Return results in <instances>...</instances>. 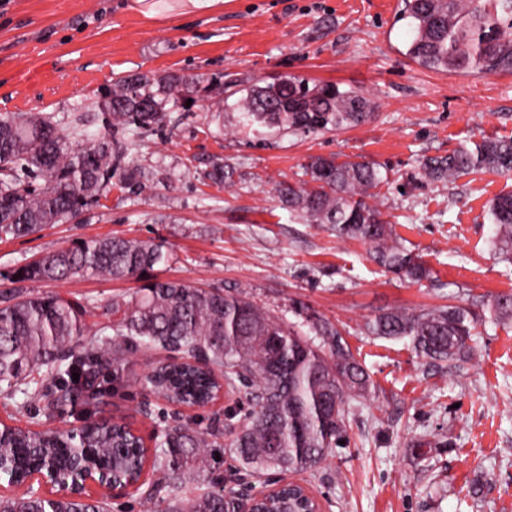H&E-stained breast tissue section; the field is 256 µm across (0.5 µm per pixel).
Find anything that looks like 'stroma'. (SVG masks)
<instances>
[{"label":"stroma","mask_w":512,"mask_h":512,"mask_svg":"<svg viewBox=\"0 0 512 512\" xmlns=\"http://www.w3.org/2000/svg\"><path fill=\"white\" fill-rule=\"evenodd\" d=\"M402 0H227L223 11L149 20L125 0H0V113L47 112L61 124L96 106L129 74L199 75L210 89L190 109L136 140L152 191L112 189L79 224H53L0 239V298L9 274L38 257L114 235L150 240L169 253L156 274L205 288L245 290L259 305L288 312L298 301L337 324L369 373L367 400L347 416V447L315 471L291 475L323 512H512V321L480 318L470 359L453 370L430 364L409 339L365 335L364 323L391 310L468 305L512 293V264L493 253L488 205L512 190V176L463 175L446 183L420 176L424 157L482 137H512V74L467 76L422 67L406 50ZM284 76L363 90L374 117L304 136L276 128L234 130L236 113L216 112L213 94ZM364 158L386 183L375 201L403 244L422 255L429 280L412 284L369 260L367 245L294 219L274 192L303 178L317 156ZM235 169L232 184L205 174ZM131 279L76 275L29 284L85 306L95 331L111 323L114 298ZM163 349L126 354L97 416L127 423L153 445L163 415L195 429L223 426L239 397L185 408L146 390L141 379ZM0 421L42 431V405L0 391Z\"/></svg>","instance_id":"obj_1"}]
</instances>
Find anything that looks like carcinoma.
I'll return each instance as SVG.
<instances>
[{"label":"carcinoma","instance_id":"obj_1","mask_svg":"<svg viewBox=\"0 0 512 512\" xmlns=\"http://www.w3.org/2000/svg\"><path fill=\"white\" fill-rule=\"evenodd\" d=\"M411 19L407 56L417 64L465 75L512 72V0H403ZM204 90L195 76L160 78L132 74L104 92L97 109L81 112L67 128L49 113H0V235L26 237L61 224L96 204L117 183L133 193L150 188L144 167L128 159L116 133L141 137L162 126L179 99ZM237 125L277 127L302 134L341 131L375 115L362 91L333 84L309 86L285 78L255 85L236 104ZM99 132L86 138L87 127ZM421 176L432 183L466 173L512 174V138H484L443 156L423 158ZM234 170L215 162L206 177L232 182ZM309 180L281 181L280 205L308 224L327 227L341 240L361 241L384 271L413 283L429 279L422 256L394 238L391 223L367 201L369 190L386 181L366 160L339 162L314 157L305 165ZM488 215L493 247L512 263V192L496 195ZM169 261L163 246L108 236L78 241L14 269L15 284L63 281L73 275L133 279L139 286L112 301V325L86 330V310L55 293L20 292L0 300V385L24 402L44 403L50 420L68 407H81L82 425L60 431L24 430L0 423V481L19 485L53 465L70 479L72 459L91 467L117 469L139 481L143 467L156 476L145 491L150 512H241L246 507L235 486L210 478L212 449L221 447L220 429H194L176 422L155 446L122 424L94 420L102 395L97 380L137 346L176 349L184 357L203 354L205 365L160 362L143 385L186 405L205 404L223 386L248 406L245 424L228 447L243 475L313 471L347 441L352 401L371 393L369 374L351 353L337 326L318 318L314 336L272 314L242 291L201 288L162 281L155 268ZM497 321H512V297L486 300ZM477 315L465 305L420 311H386L364 325L374 336L408 338L433 363L452 367L470 357ZM79 380H73V374ZM302 488L282 491L257 503L270 512L296 507ZM107 495L84 492L32 497L0 496V512H104Z\"/></svg>","mask_w":512,"mask_h":512}]
</instances>
